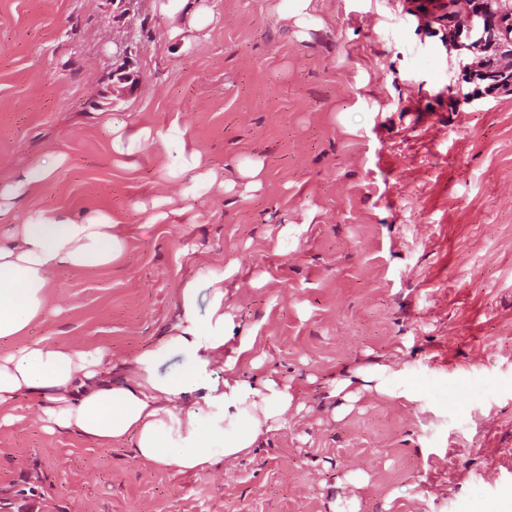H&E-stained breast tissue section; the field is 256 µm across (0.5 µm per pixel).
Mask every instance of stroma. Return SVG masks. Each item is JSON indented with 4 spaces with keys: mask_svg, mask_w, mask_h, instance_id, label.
<instances>
[{
    "mask_svg": "<svg viewBox=\"0 0 512 512\" xmlns=\"http://www.w3.org/2000/svg\"><path fill=\"white\" fill-rule=\"evenodd\" d=\"M190 2L202 30L157 0H0V183L53 169L13 212L127 235L112 266L52 275L25 339L123 378L186 281L208 320L220 275L254 338L237 369L289 385V424L179 472L48 432L23 398L0 512H512V97L472 92L484 0L455 22L438 0H312V27L281 0ZM379 368L414 400L367 387Z\"/></svg>",
    "mask_w": 512,
    "mask_h": 512,
    "instance_id": "35a3bbf8",
    "label": "stroma"
}]
</instances>
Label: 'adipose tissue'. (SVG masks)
I'll use <instances>...</instances> for the list:
<instances>
[{
	"instance_id": "obj_1",
	"label": "adipose tissue",
	"mask_w": 512,
	"mask_h": 512,
	"mask_svg": "<svg viewBox=\"0 0 512 512\" xmlns=\"http://www.w3.org/2000/svg\"><path fill=\"white\" fill-rule=\"evenodd\" d=\"M124 247V228L99 212L38 209L0 233V344L42 318L55 271L111 266ZM196 297L194 281H187L179 322L123 379L113 378L100 351L35 341L0 353V424L14 422L18 400L29 397L45 429H72L94 444L131 441L137 458L157 467L192 471L251 453L260 436L286 426L295 397L273 378L236 373V356L251 348V337L241 338L236 355H225L233 324L224 312L222 277L212 280L208 325L197 319ZM173 350L185 353L191 368L160 377L156 366ZM215 363L223 377L208 376ZM205 407L215 421L203 418Z\"/></svg>"
}]
</instances>
